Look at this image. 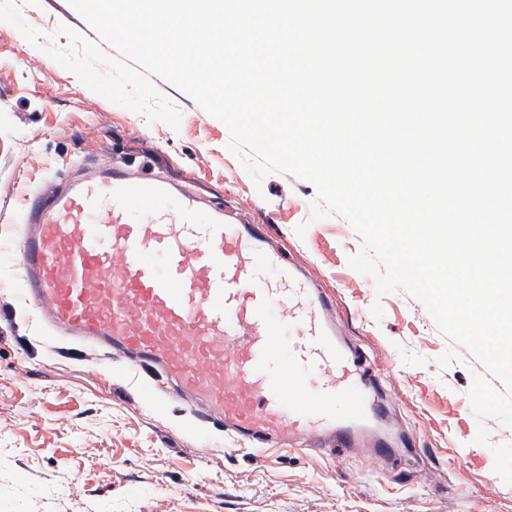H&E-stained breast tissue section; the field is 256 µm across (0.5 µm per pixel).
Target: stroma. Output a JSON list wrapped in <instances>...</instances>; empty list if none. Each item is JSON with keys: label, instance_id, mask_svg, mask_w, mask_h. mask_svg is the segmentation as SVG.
Here are the masks:
<instances>
[{"label": "stroma", "instance_id": "obj_1", "mask_svg": "<svg viewBox=\"0 0 512 512\" xmlns=\"http://www.w3.org/2000/svg\"><path fill=\"white\" fill-rule=\"evenodd\" d=\"M16 2L42 37L67 46V26L122 61L68 0ZM149 80L179 127L109 101L0 21V512H512V427L476 417L469 399L474 376L501 393L502 380L452 344L420 300L378 294L349 263L363 248L349 222L313 220L310 182L284 172L254 182L221 121ZM104 163L133 177L164 173L227 223L264 225L331 298L362 373L384 371L390 391L358 449L330 465L240 445L167 397L163 374L114 370L38 322L16 291L23 199ZM382 440L392 451L379 457Z\"/></svg>", "mask_w": 512, "mask_h": 512}]
</instances>
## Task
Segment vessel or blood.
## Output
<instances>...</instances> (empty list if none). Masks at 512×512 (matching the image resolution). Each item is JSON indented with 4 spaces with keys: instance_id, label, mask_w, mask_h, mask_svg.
Returning a JSON list of instances; mask_svg holds the SVG:
<instances>
[{
    "instance_id": "1",
    "label": "vessel or blood",
    "mask_w": 512,
    "mask_h": 512,
    "mask_svg": "<svg viewBox=\"0 0 512 512\" xmlns=\"http://www.w3.org/2000/svg\"><path fill=\"white\" fill-rule=\"evenodd\" d=\"M16 256L19 293L55 333L160 370L239 439L347 448L379 411L328 300L257 226L164 180L105 166L28 197Z\"/></svg>"
}]
</instances>
